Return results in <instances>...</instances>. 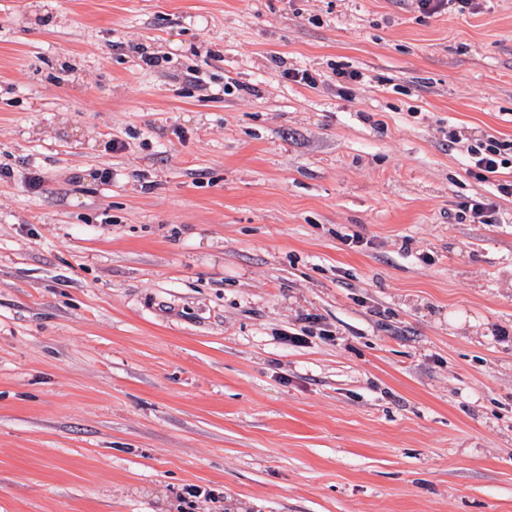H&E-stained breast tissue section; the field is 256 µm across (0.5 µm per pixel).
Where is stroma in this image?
<instances>
[{"instance_id":"stroma-1","label":"stroma","mask_w":512,"mask_h":512,"mask_svg":"<svg viewBox=\"0 0 512 512\" xmlns=\"http://www.w3.org/2000/svg\"><path fill=\"white\" fill-rule=\"evenodd\" d=\"M489 135L512 0H0V512H512ZM415 2H417L418 9L426 13H436L449 3H453L455 9L460 13L474 11L480 5L478 0H416ZM512 150V142L499 140L494 136H488L476 145H468L466 153L469 158V172L475 178L488 181L489 176L497 174L502 166L503 160L500 159L502 152ZM506 213L501 210L500 204L492 198L470 200L461 205L460 220H468L471 224H507Z\"/></svg>"}]
</instances>
